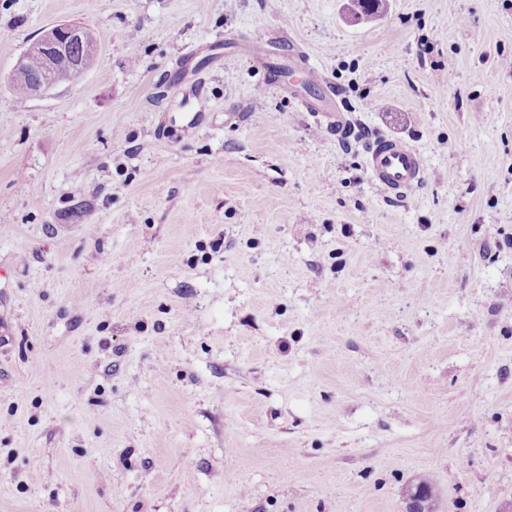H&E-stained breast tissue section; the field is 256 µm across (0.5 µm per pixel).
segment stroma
I'll list each match as a JSON object with an SVG mask.
<instances>
[{
	"instance_id": "obj_1",
	"label": "stroma",
	"mask_w": 512,
	"mask_h": 512,
	"mask_svg": "<svg viewBox=\"0 0 512 512\" xmlns=\"http://www.w3.org/2000/svg\"><path fill=\"white\" fill-rule=\"evenodd\" d=\"M505 56L512 0H0V512L512 503ZM386 0H348L345 13L355 20H364L381 15L387 9ZM58 31L64 33L66 41L81 43L82 45L87 43L89 29L82 24L63 23L44 30L36 39L37 47L43 51L30 52L27 55L26 70L28 77L25 79H10L13 95L17 99L26 100L32 96L38 97L54 85L72 80L81 75L87 63L90 62L89 67L91 66L93 62V60L90 61L92 44L86 49V54L80 58L78 65L74 68L73 66L76 64L77 58L81 53L80 45L69 46L67 44L50 55L44 53V51L46 52L53 48L57 43L55 34ZM65 71L69 72L62 75H52L48 79L38 77L40 75L47 77L51 73ZM30 78L32 79L29 80ZM367 168L376 186L395 196L412 191L422 182L425 172L416 150L387 137L368 146Z\"/></svg>"
}]
</instances>
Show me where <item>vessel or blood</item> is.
Instances as JSON below:
<instances>
[{"instance_id": "b4317fda", "label": "vessel or blood", "mask_w": 512, "mask_h": 512, "mask_svg": "<svg viewBox=\"0 0 512 512\" xmlns=\"http://www.w3.org/2000/svg\"><path fill=\"white\" fill-rule=\"evenodd\" d=\"M367 167L376 186L396 196L412 191L424 178L423 162L417 151L387 137L368 146Z\"/></svg>"}]
</instances>
